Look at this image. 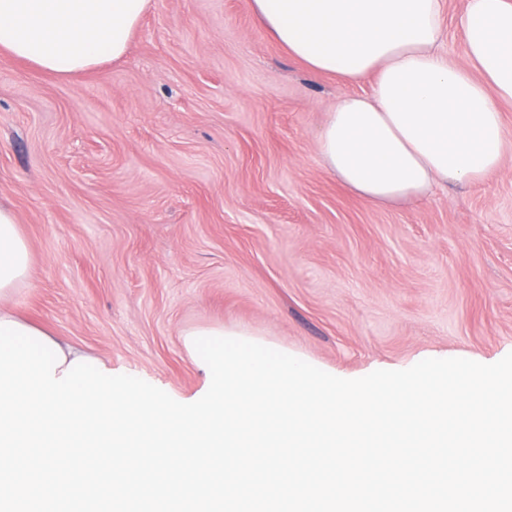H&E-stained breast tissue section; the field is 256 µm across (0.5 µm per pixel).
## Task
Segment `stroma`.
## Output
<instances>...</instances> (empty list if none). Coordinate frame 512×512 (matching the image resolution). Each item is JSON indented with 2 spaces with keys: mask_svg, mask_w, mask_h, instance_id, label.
<instances>
[{
  "mask_svg": "<svg viewBox=\"0 0 512 512\" xmlns=\"http://www.w3.org/2000/svg\"><path fill=\"white\" fill-rule=\"evenodd\" d=\"M249 0H153L119 60L68 80L0 55V203L32 323L181 403L196 327L344 379L512 353V157L484 184L376 208L318 158L340 95Z\"/></svg>",
  "mask_w": 512,
  "mask_h": 512,
  "instance_id": "1",
  "label": "stroma"
}]
</instances>
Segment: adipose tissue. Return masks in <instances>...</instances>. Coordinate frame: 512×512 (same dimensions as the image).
<instances>
[{
    "label": "adipose tissue",
    "instance_id": "obj_1",
    "mask_svg": "<svg viewBox=\"0 0 512 512\" xmlns=\"http://www.w3.org/2000/svg\"><path fill=\"white\" fill-rule=\"evenodd\" d=\"M152 0H0V51L60 78L120 59ZM308 71L370 93L337 98L318 136L336 180L373 207L485 182L512 151V0H467L465 62L437 51L440 0H250Z\"/></svg>",
    "mask_w": 512,
    "mask_h": 512
}]
</instances>
